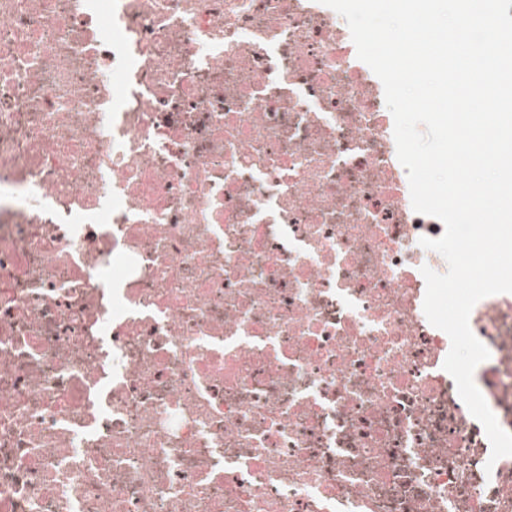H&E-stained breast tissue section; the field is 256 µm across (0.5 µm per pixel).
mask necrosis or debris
<instances>
[{"mask_svg": "<svg viewBox=\"0 0 512 512\" xmlns=\"http://www.w3.org/2000/svg\"><path fill=\"white\" fill-rule=\"evenodd\" d=\"M393 128L320 0H0V512H512Z\"/></svg>", "mask_w": 512, "mask_h": 512, "instance_id": "obj_1", "label": "necrosis or debris"}]
</instances>
